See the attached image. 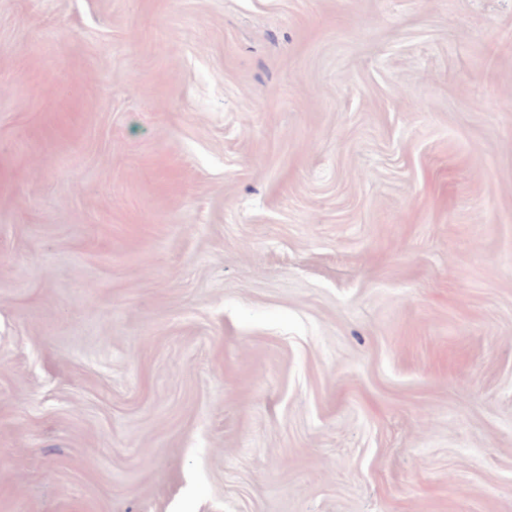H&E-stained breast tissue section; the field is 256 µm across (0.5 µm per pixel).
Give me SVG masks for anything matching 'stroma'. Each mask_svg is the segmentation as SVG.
Returning <instances> with one entry per match:
<instances>
[{
  "instance_id": "stroma-1",
  "label": "stroma",
  "mask_w": 512,
  "mask_h": 512,
  "mask_svg": "<svg viewBox=\"0 0 512 512\" xmlns=\"http://www.w3.org/2000/svg\"><path fill=\"white\" fill-rule=\"evenodd\" d=\"M0 512H512V0H0Z\"/></svg>"
}]
</instances>
